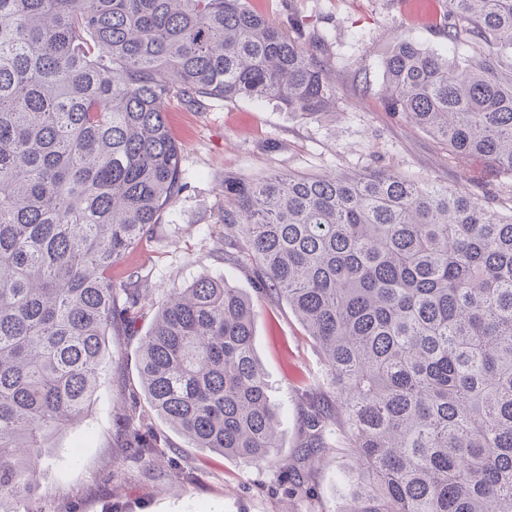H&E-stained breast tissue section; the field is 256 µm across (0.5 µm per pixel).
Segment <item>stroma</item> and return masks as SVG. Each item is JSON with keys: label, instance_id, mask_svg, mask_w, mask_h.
<instances>
[{"label": "stroma", "instance_id": "35a3bbf8", "mask_svg": "<svg viewBox=\"0 0 512 512\" xmlns=\"http://www.w3.org/2000/svg\"><path fill=\"white\" fill-rule=\"evenodd\" d=\"M250 4L280 26L294 18L305 34L327 37L337 107L301 119L272 101L211 99L197 108L170 100L166 120L181 146L187 187L112 268L117 285L137 274L146 300L134 328L113 331L112 359L92 408L56 437L43 466L39 512H338L349 449H327L315 461L304 454V422L326 387L322 353L287 303L261 289L258 261L231 262L240 235L223 222L225 177L386 169L469 191L480 203L512 212V176L454 157L443 141L383 105L381 62L396 37L447 47L436 23L441 0ZM204 275L226 279L254 304V348L280 414L272 461L246 464L191 447L149 410L138 375L141 339L159 302ZM132 425L157 434L160 446L150 462L128 454L124 435Z\"/></svg>", "mask_w": 512, "mask_h": 512}]
</instances>
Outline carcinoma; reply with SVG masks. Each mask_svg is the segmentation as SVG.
Returning <instances> with one entry per match:
<instances>
[{
	"label": "carcinoma",
	"mask_w": 512,
	"mask_h": 512,
	"mask_svg": "<svg viewBox=\"0 0 512 512\" xmlns=\"http://www.w3.org/2000/svg\"><path fill=\"white\" fill-rule=\"evenodd\" d=\"M448 53L396 41L382 98L512 175V0H442ZM325 38L249 0H0V512H34L52 439L88 410L142 300L112 265L185 188L171 96L336 110ZM224 223L325 355L308 447L351 449L339 512H512V213L390 170L224 178ZM255 311L208 276L140 346L150 408L194 447L273 458ZM147 462L158 438L127 436Z\"/></svg>",
	"instance_id": "cac0c4a2"
}]
</instances>
